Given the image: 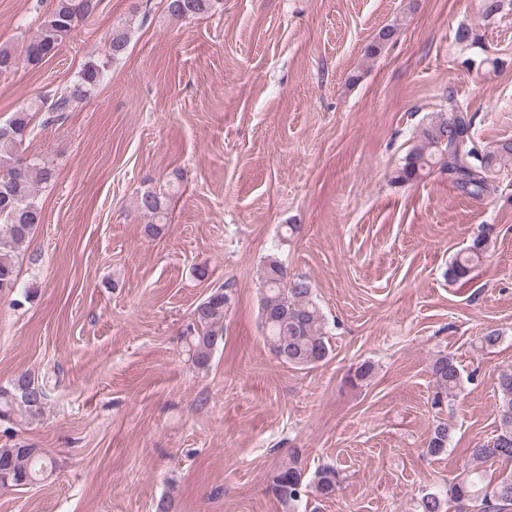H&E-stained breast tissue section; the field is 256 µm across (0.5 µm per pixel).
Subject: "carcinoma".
Here are the masks:
<instances>
[{"instance_id": "obj_1", "label": "carcinoma", "mask_w": 512, "mask_h": 512, "mask_svg": "<svg viewBox=\"0 0 512 512\" xmlns=\"http://www.w3.org/2000/svg\"><path fill=\"white\" fill-rule=\"evenodd\" d=\"M220 0H166L168 15L176 20L195 19L216 11ZM484 18H494L505 9L512 10V0H481ZM97 7V0H54L50 13L41 22L37 34L22 50L0 44V73L15 70L22 62L35 67L52 57L59 47L83 24ZM397 34L393 26L382 27L367 47V55H378ZM130 32L114 26L109 34L108 54L104 60H90L76 80L58 96H43L18 105L12 116L0 122V294H11L18 282V252L34 227L42 222L38 204V187L54 179V170L38 157L23 158L24 144L29 139L32 122L38 114L43 122L55 121L70 111L73 104L87 98L101 84L109 62L122 56L129 45ZM473 116L468 107L457 103L448 91V113L438 116L421 128L417 139L392 174V182L407 184L428 175L434 168L448 174L455 187L479 199L497 192L501 173L512 170V139L491 146H476L471 129ZM138 209L154 219L145 225L150 237L160 234L167 220L166 197L148 190L137 199ZM484 240L460 252L448 267V279L467 278L484 260ZM264 293L261 299V321L264 337L274 355L293 367H309L324 362L330 349L325 342L324 316L311 282L303 277L286 278L277 258L266 261L261 271ZM228 298L219 288L204 298L194 310V323L183 333L187 362L198 372L212 365L214 352L224 342V307ZM435 393L433 405L454 395L461 388L462 376L454 357L437 355L431 363ZM499 403L496 407L498 426L492 445L470 449L476 465L454 478L445 493H425L418 502V512H467L477 503L479 512H501L512 505V469L498 474L495 482L486 480L479 465L497 459L512 464V369L497 376ZM48 398V384L30 372H22L8 385L0 386V420L15 416L35 417L42 413ZM453 427L439 421L429 437L426 454L443 456ZM51 465L39 448L15 446L0 448V486L31 485L49 476ZM337 472L331 465L320 468L314 490L323 497L336 492ZM276 498L290 507L298 503L307 485L297 462L280 468L272 480Z\"/></svg>"}]
</instances>
